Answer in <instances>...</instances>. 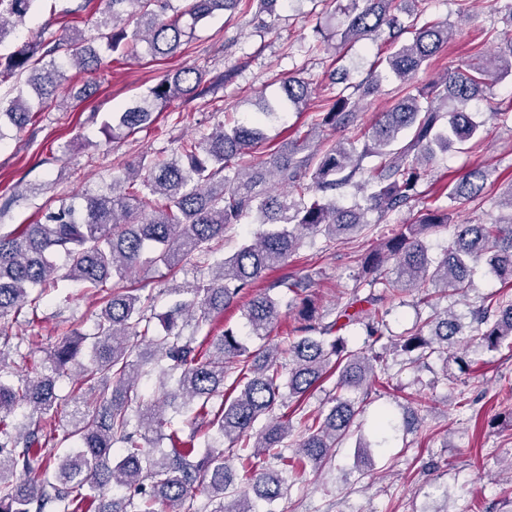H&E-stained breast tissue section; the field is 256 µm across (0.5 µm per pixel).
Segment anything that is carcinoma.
Segmentation results:
<instances>
[{"mask_svg":"<svg viewBox=\"0 0 512 512\" xmlns=\"http://www.w3.org/2000/svg\"><path fill=\"white\" fill-rule=\"evenodd\" d=\"M35 2L7 0L0 11V47ZM187 2L181 8L172 0H105L95 35L76 27L55 39L37 33L0 52V85L8 84L0 99V139L4 127L21 128L45 109L68 69H98L95 40H105L120 57L142 46L154 57L167 56L191 41L199 23L236 9L240 0ZM396 10L397 0H352L341 40L396 28ZM406 29L412 39L379 61L366 86L377 87L388 72L413 86L450 36L446 24L413 22ZM491 64L512 73L511 37L497 47ZM487 72L484 66L448 71L438 104L421 90L406 92L366 135L359 131V102L342 89L306 140L323 126L352 130V137L321 139L311 150L279 147L257 163L246 156L264 139L262 128L220 124L182 143L166 160L120 165L105 189L62 196L37 222L0 234V512H259L260 505L287 495L289 475L320 469L352 435L368 386L389 369L387 355L405 354L401 364L409 369L445 354L463 372L473 363L471 348L494 350L512 339L511 297L483 298L470 311V334L455 313L431 304L465 294L481 260L502 283H512V213L495 224L457 225L452 245L433 258L427 238L448 227V210L439 208L361 257L362 274L332 319L318 312L307 283L284 277L245 306L249 336L261 341L257 348L231 328L213 339L184 333L187 318L201 323L223 312L267 271L287 264L304 239L361 235L370 229L368 214L383 218L407 206L437 152L480 140L484 122L467 104L485 91ZM201 81L192 68L169 73L112 113L104 129L131 135L152 122L159 106L195 95ZM310 101L308 81L294 75L283 81L280 108L301 111ZM367 158L374 163L363 165ZM488 178L484 169L468 171L450 188L449 200L460 204L479 196ZM351 185L361 201L337 206L336 195ZM253 213L262 224L253 238L216 262L210 279L171 289L176 299L167 312L147 315L139 289L123 285L144 262L170 271L198 267L213 241ZM60 256L68 260L65 278L102 293L95 333L89 341L71 330L50 354L47 370L12 381L7 359L14 325L24 305L37 310L58 278ZM412 293L431 311L395 334L386 317ZM286 310L298 323L296 335L272 343L271 329ZM351 327L361 330L363 345L341 335ZM83 349L86 365L77 361ZM154 375L163 387L174 383L162 401L181 399L179 408L226 447L200 448L193 433L180 437L163 415L162 401H148L141 392L142 380ZM72 376L78 378L77 392L57 394L59 381ZM333 376L330 406L309 411L311 392ZM63 406L72 430L58 440L51 423ZM20 407L36 420L12 419ZM296 428L299 439L289 454L288 438ZM397 429L385 408L372 438L359 439L358 448L379 453ZM164 439L170 447H155ZM239 482L250 485L255 497L240 492ZM111 484L127 493L106 496ZM199 494L205 501H196Z\"/></svg>","mask_w":512,"mask_h":512,"instance_id":"carcinoma-1","label":"carcinoma"}]
</instances>
